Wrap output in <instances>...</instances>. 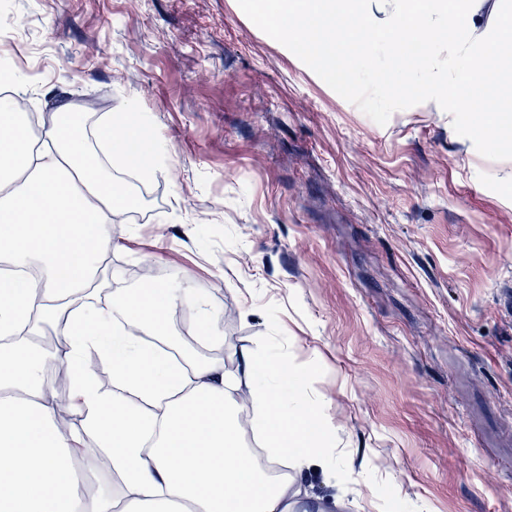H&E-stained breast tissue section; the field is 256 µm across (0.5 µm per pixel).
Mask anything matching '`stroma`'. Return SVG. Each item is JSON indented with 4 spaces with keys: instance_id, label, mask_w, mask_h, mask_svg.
I'll use <instances>...</instances> for the list:
<instances>
[{
    "instance_id": "35a3bbf8",
    "label": "stroma",
    "mask_w": 512,
    "mask_h": 512,
    "mask_svg": "<svg viewBox=\"0 0 512 512\" xmlns=\"http://www.w3.org/2000/svg\"><path fill=\"white\" fill-rule=\"evenodd\" d=\"M0 26L39 115L162 133L102 296L190 286L222 341L184 304L182 346L230 377L244 349L303 372L337 443L288 468L294 512H512V160L432 101L376 124L237 0H0Z\"/></svg>"
}]
</instances>
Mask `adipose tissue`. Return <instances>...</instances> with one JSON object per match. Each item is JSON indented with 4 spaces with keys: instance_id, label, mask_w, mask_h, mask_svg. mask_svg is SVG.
<instances>
[{
    "instance_id": "obj_1",
    "label": "adipose tissue",
    "mask_w": 512,
    "mask_h": 512,
    "mask_svg": "<svg viewBox=\"0 0 512 512\" xmlns=\"http://www.w3.org/2000/svg\"><path fill=\"white\" fill-rule=\"evenodd\" d=\"M57 107L51 125L0 109V249L18 273L0 278V512H292L291 484L261 468L244 444L233 389L246 386L253 426L269 462L302 466L328 454L317 406L285 360L246 352L242 379L220 366L185 368L148 343L167 315L189 303L206 326L212 311L194 289L150 286L101 300L100 256L116 214L136 206L112 191V167L136 166L131 150L149 135L141 113L102 117L94 133ZM61 324L63 343L46 351L13 335L31 314ZM98 351L112 362V391L81 370ZM74 371L70 397L83 419L61 433L45 396L48 363ZM96 436L130 492L125 503L88 508L72 445Z\"/></svg>"
}]
</instances>
